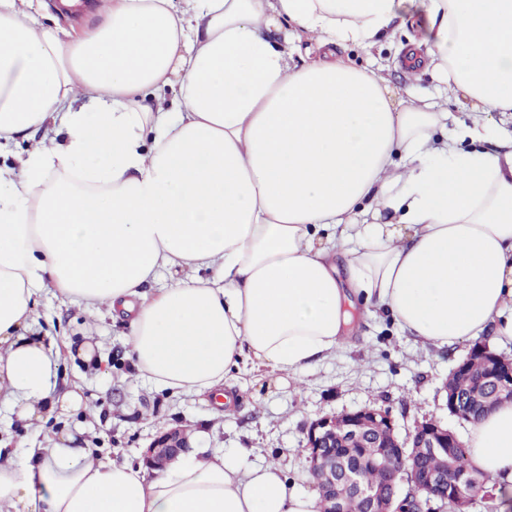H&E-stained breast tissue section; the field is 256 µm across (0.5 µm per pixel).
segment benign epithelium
I'll list each match as a JSON object with an SVG mask.
<instances>
[{
	"instance_id": "obj_1",
	"label": "benign epithelium",
	"mask_w": 512,
	"mask_h": 512,
	"mask_svg": "<svg viewBox=\"0 0 512 512\" xmlns=\"http://www.w3.org/2000/svg\"><path fill=\"white\" fill-rule=\"evenodd\" d=\"M487 381L495 387L498 399H507L512 402V364L505 367H497L492 371ZM479 377L472 378L475 387L480 388L486 381ZM382 418L392 432L389 433L390 441L383 444L385 448H392L394 452L385 455L389 477L392 482H403L406 479L404 468V448L410 444V439L396 437L395 422L391 413L387 410L375 407H363L353 412H344L321 417L313 421L306 432V447L311 450L309 454V472L316 476V481L321 489L322 499L320 512H343L342 501L336 495V465L329 464L322 456L321 448L326 444L341 438H351L357 435L360 427L371 420ZM427 431L418 441L417 447L430 448L442 454L448 453V449L457 447L454 439L448 436V428L438 420L426 421ZM186 447L185 438L177 430L157 437L152 448L148 449V461L162 466L171 453ZM342 479L346 480L351 488L359 495L371 501V512H424L422 502L417 498H405L397 504L396 508L385 504L384 494L372 486H364L360 483L353 470H344ZM463 482L462 474L456 466L448 467V473L440 476H430L422 480L421 490L427 494L426 503L446 501L448 495H453L454 512H469L473 504V498L465 495L460 490Z\"/></svg>"
}]
</instances>
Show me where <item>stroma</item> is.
Instances as JSON below:
<instances>
[{"instance_id": "35a3bbf8", "label": "stroma", "mask_w": 512, "mask_h": 512, "mask_svg": "<svg viewBox=\"0 0 512 512\" xmlns=\"http://www.w3.org/2000/svg\"><path fill=\"white\" fill-rule=\"evenodd\" d=\"M410 28L392 26L375 46L347 45L342 56L360 69L382 71L396 91L414 89L448 114V129L469 124L470 102L448 98L432 74L409 75L404 45ZM359 318L335 353L299 380L262 367L238 375L243 401L232 418L215 417L213 403L189 394L170 396L136 381L126 342L127 327L106 311L90 313L46 291L38 301L32 333L67 339L72 345L94 336L91 360L62 353L59 390L79 384L94 412L79 409L53 414L41 429L26 427L12 409L0 405V443L16 452L46 446L64 431L76 444L118 461L139 462L153 440L171 429L182 430L189 447L216 452L248 448L253 460L280 461L297 490L313 492L307 479L305 431L313 420L330 413L375 405L390 411L400 432L426 419L444 423L460 437L470 426L448 412L443 384L449 371L468 354L465 340L445 349L415 344L381 311L359 306Z\"/></svg>"}]
</instances>
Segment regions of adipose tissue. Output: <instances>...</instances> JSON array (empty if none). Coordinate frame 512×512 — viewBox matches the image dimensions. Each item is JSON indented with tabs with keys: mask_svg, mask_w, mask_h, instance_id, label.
<instances>
[{
	"mask_svg": "<svg viewBox=\"0 0 512 512\" xmlns=\"http://www.w3.org/2000/svg\"><path fill=\"white\" fill-rule=\"evenodd\" d=\"M404 3L97 0L77 31L0 0V140L42 135L0 173V403L32 422L83 404L30 333L50 288L128 318L136 378L218 400L243 360L297 378L334 353L352 295L424 344L512 341V140L457 151L447 113L336 55ZM421 7L410 59L512 113V0ZM304 39L323 55L296 68ZM72 442L0 460V512L319 510L242 449L151 468ZM468 445L512 492V403Z\"/></svg>",
	"mask_w": 512,
	"mask_h": 512,
	"instance_id": "adipose-tissue-1",
	"label": "adipose tissue"
}]
</instances>
